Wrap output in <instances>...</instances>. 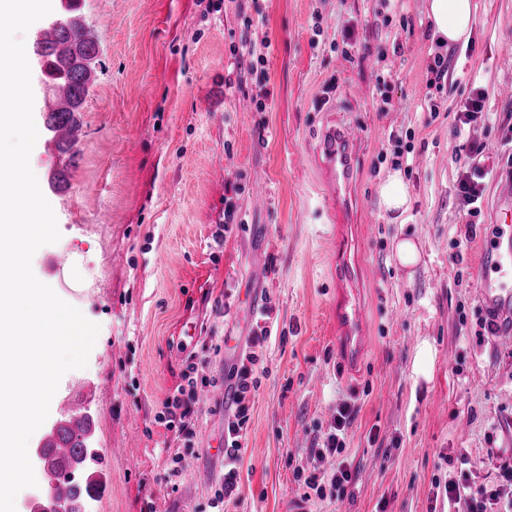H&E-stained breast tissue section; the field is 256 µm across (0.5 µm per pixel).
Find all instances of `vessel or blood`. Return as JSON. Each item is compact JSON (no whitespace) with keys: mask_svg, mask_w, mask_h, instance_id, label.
<instances>
[{"mask_svg":"<svg viewBox=\"0 0 512 512\" xmlns=\"http://www.w3.org/2000/svg\"><path fill=\"white\" fill-rule=\"evenodd\" d=\"M358 141L356 131L340 120L324 126L318 144L322 170L330 185L329 198L337 213L346 214L350 205L351 174ZM336 263V348L351 357L363 346L364 311L349 262L351 243L344 229H337L332 242ZM478 301L497 340L512 345V190L502 200L500 219L494 238L480 244ZM86 397L65 401L60 410L64 426L90 436L93 421L83 409Z\"/></svg>","mask_w":512,"mask_h":512,"instance_id":"b4317fda","label":"vessel or blood"}]
</instances>
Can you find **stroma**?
I'll use <instances>...</instances> for the list:
<instances>
[{
    "mask_svg": "<svg viewBox=\"0 0 512 512\" xmlns=\"http://www.w3.org/2000/svg\"><path fill=\"white\" fill-rule=\"evenodd\" d=\"M468 41L438 44L426 0H80L97 40L96 79L77 145L41 135L30 158L61 237L31 262L74 258L53 280L98 324L85 368L66 373L50 416L92 387L90 439L107 486L94 512H210L224 479V410L197 402L191 449L157 423L188 358L220 383L270 308L265 369L248 395L240 489L224 512H289L303 475L347 402L343 457L353 478L309 512H468L438 485L468 494L512 486V349L497 346L477 302V249L492 239L500 188L512 179V0H476ZM360 43L346 50L344 28ZM270 41L265 76L234 58ZM448 78L430 86L434 55ZM488 122L454 132L472 84ZM266 98L265 111L251 108ZM362 130L352 182L365 309L361 364L336 352L334 229L317 183L318 138L331 116ZM485 145L479 217L455 196L461 141ZM410 208L390 220L380 185L396 154ZM232 202L239 224L225 226ZM420 260L402 266L398 240ZM182 475L168 480L174 453Z\"/></svg>",
    "mask_w": 512,
    "mask_h": 512,
    "instance_id": "obj_1",
    "label": "stroma"
}]
</instances>
